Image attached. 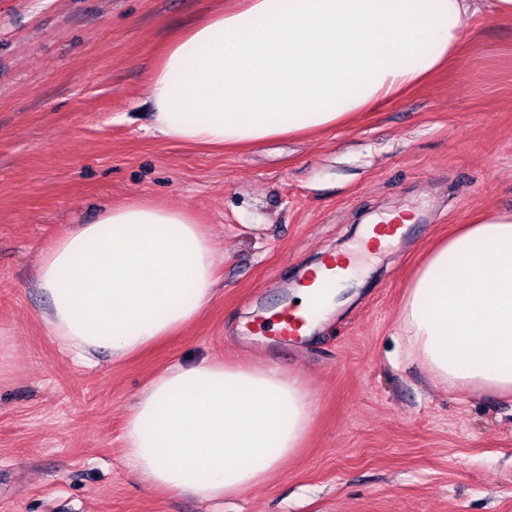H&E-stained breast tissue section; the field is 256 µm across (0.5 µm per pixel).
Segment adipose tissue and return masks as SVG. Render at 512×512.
<instances>
[{
	"label": "adipose tissue",
	"mask_w": 512,
	"mask_h": 512,
	"mask_svg": "<svg viewBox=\"0 0 512 512\" xmlns=\"http://www.w3.org/2000/svg\"><path fill=\"white\" fill-rule=\"evenodd\" d=\"M477 0H236L160 53L152 126L168 141L245 148L320 134L448 63ZM217 257L192 212L149 200L104 209L45 251L38 288L69 353L120 360L194 323ZM410 353L471 393L512 395V211H487L437 242L400 312ZM313 400L256 363L168 365L125 421V464L148 488L203 501L265 482L302 448Z\"/></svg>",
	"instance_id": "ef3b65f1"
}]
</instances>
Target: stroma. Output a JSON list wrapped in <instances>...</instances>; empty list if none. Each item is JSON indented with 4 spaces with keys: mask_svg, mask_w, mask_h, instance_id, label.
<instances>
[{
    "mask_svg": "<svg viewBox=\"0 0 512 512\" xmlns=\"http://www.w3.org/2000/svg\"><path fill=\"white\" fill-rule=\"evenodd\" d=\"M227 3L0 0V512H512V397L435 382L398 323L435 241L512 211V16L483 6L448 68L348 125L243 151L167 142L151 127L158 52ZM136 198L208 225L215 295L178 335L86 367L46 324L38 265ZM403 207L405 241L356 271L305 344L247 332L367 213ZM212 358L299 377L315 401L302 448L236 496L145 488L123 463L129 406L166 365Z\"/></svg>",
    "mask_w": 512,
    "mask_h": 512,
    "instance_id": "obj_1",
    "label": "stroma"
}]
</instances>
